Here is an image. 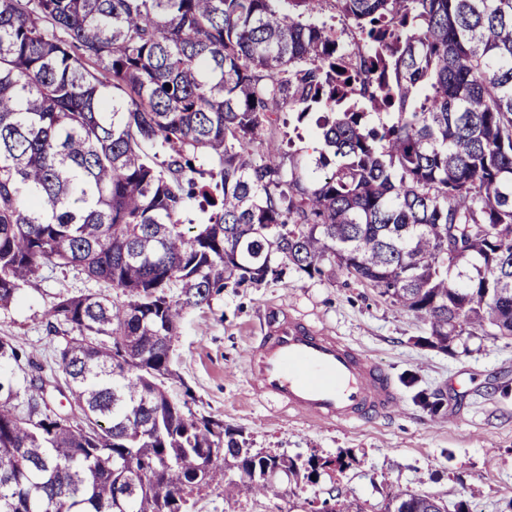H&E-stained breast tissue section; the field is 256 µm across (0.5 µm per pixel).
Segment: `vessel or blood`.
Returning a JSON list of instances; mask_svg holds the SVG:
<instances>
[{"label":"vessel or blood","mask_w":512,"mask_h":512,"mask_svg":"<svg viewBox=\"0 0 512 512\" xmlns=\"http://www.w3.org/2000/svg\"><path fill=\"white\" fill-rule=\"evenodd\" d=\"M253 391L317 421L364 422L396 409L400 396L364 352L285 310L246 353Z\"/></svg>","instance_id":"b4317fda"}]
</instances>
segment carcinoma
Listing matches in <instances>:
<instances>
[{
    "instance_id": "obj_1",
    "label": "carcinoma",
    "mask_w": 512,
    "mask_h": 512,
    "mask_svg": "<svg viewBox=\"0 0 512 512\" xmlns=\"http://www.w3.org/2000/svg\"><path fill=\"white\" fill-rule=\"evenodd\" d=\"M327 1L366 50L319 20ZM285 110L317 115L312 151L283 152ZM192 199L210 216L191 231ZM326 260L443 351L512 339V0H0V310L46 262L103 284L45 313L70 330L66 423L14 412L45 382L15 386L0 338V512H192L213 452L256 495L297 474L165 379L184 311ZM206 487L237 491L217 465Z\"/></svg>"
}]
</instances>
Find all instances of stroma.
<instances>
[{
    "label": "stroma",
    "instance_id": "35a3bbf8",
    "mask_svg": "<svg viewBox=\"0 0 512 512\" xmlns=\"http://www.w3.org/2000/svg\"><path fill=\"white\" fill-rule=\"evenodd\" d=\"M98 288L47 262L17 302L0 310V336L14 338L22 352L10 368L15 383L28 385L34 365H41L45 404L60 415L71 402L58 364L64 336L48 331L45 313L59 295ZM279 307L366 352L392 379L401 412L366 423H316L256 396L246 350L269 310ZM428 336L411 312L331 265L321 277L292 273L284 282L227 288L209 307L187 310L168 382L177 403L241 433L252 451L285 455L300 466L312 457L344 463L321 470L312 482L276 473L267 496L243 489L228 499L209 489L197 496L194 512H311L313 502L332 495L379 512L398 492L428 494L466 512H512V341L465 334L444 352L428 345ZM421 391L442 393V416L430 417L417 405Z\"/></svg>",
    "mask_w": 512,
    "mask_h": 512
}]
</instances>
